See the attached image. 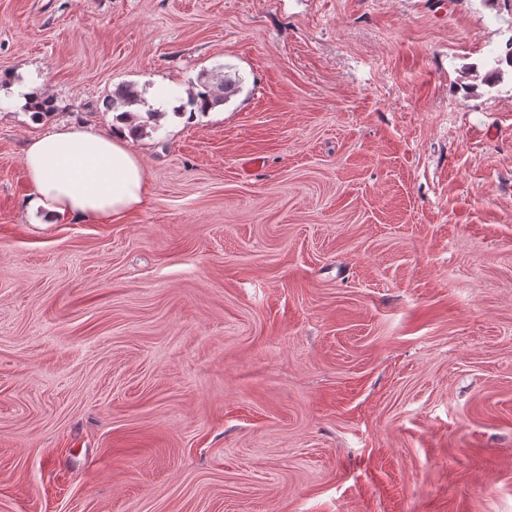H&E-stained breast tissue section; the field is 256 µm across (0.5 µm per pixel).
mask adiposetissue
Listing matches in <instances>:
<instances>
[{"instance_id":"ef3b65f1","label":"adipose tissue","mask_w":512,"mask_h":512,"mask_svg":"<svg viewBox=\"0 0 512 512\" xmlns=\"http://www.w3.org/2000/svg\"><path fill=\"white\" fill-rule=\"evenodd\" d=\"M131 143L129 133L103 135L82 125L30 140L23 169L31 187L26 208L35 223L71 218L117 223L143 207L145 169Z\"/></svg>"}]
</instances>
